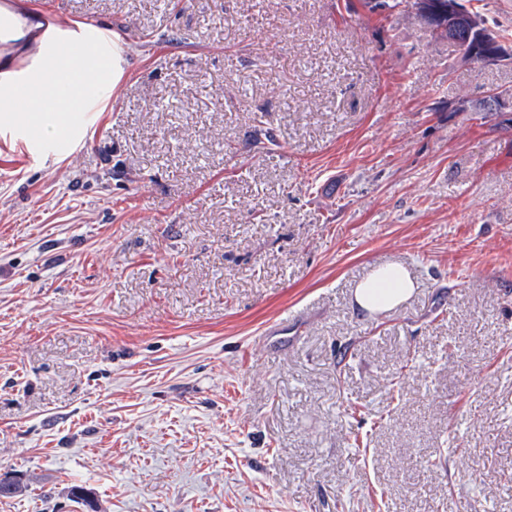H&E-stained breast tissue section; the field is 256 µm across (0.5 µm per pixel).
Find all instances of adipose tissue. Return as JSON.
Returning <instances> with one entry per match:
<instances>
[{"label": "adipose tissue", "mask_w": 512, "mask_h": 512, "mask_svg": "<svg viewBox=\"0 0 512 512\" xmlns=\"http://www.w3.org/2000/svg\"><path fill=\"white\" fill-rule=\"evenodd\" d=\"M78 42L75 50H41L38 85L25 75L0 77V125L47 137L62 148L81 135L79 119L119 86L126 60L116 33L92 26ZM413 289L405 269L378 268L357 286L354 301L363 310L384 311L404 302Z\"/></svg>", "instance_id": "obj_1"}]
</instances>
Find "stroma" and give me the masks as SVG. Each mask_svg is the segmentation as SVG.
I'll list each match as a JSON object with an SVG mask.
<instances>
[{"label":"stroma","instance_id":"1","mask_svg":"<svg viewBox=\"0 0 512 512\" xmlns=\"http://www.w3.org/2000/svg\"><path fill=\"white\" fill-rule=\"evenodd\" d=\"M0 15L1 72L128 62L76 148L0 132V512H512V121L465 109L512 61L362 0ZM414 282L401 267L375 269L360 283L354 295L356 305L366 311H384L404 302L412 293Z\"/></svg>","mask_w":512,"mask_h":512}]
</instances>
